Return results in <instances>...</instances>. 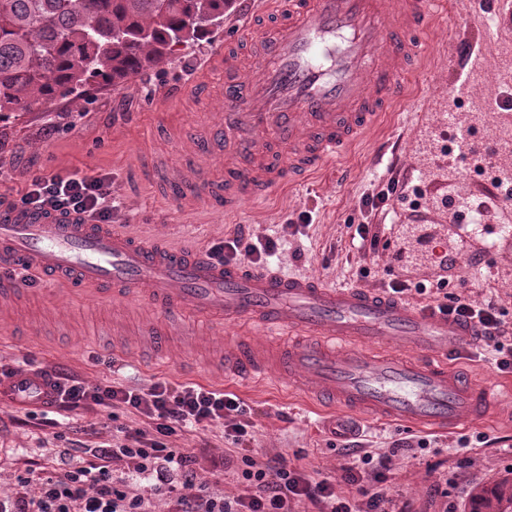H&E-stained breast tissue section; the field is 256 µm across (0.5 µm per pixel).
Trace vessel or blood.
I'll return each mask as SVG.
<instances>
[{"label":"vessel or blood","mask_w":512,"mask_h":512,"mask_svg":"<svg viewBox=\"0 0 512 512\" xmlns=\"http://www.w3.org/2000/svg\"><path fill=\"white\" fill-rule=\"evenodd\" d=\"M445 0H266L277 22L248 19L243 49L221 48L224 111L214 138L228 137L236 161L223 186H199L180 170L179 188L200 187L219 211L307 180L341 158L405 93L407 65L428 46L426 30ZM486 30L512 23V0H477ZM405 171L431 174L432 223L475 238L491 236L503 276L512 281V202L475 190L479 222L454 207L444 154L411 139ZM31 276L52 295L79 287L91 299L145 302L187 323L240 328L220 347L222 371L242 383L285 378L290 389L332 409L338 421L365 418L453 433L489 417L511 389L474 383L457 367L476 352L482 331L363 286L217 265L164 238L138 242L115 224L84 215L27 211L0 202V309L29 300ZM178 330L161 323L141 340L151 364L170 361ZM47 378L19 369L0 379V403L48 406Z\"/></svg>","instance_id":"1"}]
</instances>
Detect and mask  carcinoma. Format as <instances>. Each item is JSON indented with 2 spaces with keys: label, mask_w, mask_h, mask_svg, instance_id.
Listing matches in <instances>:
<instances>
[{
  "label": "carcinoma",
  "mask_w": 512,
  "mask_h": 512,
  "mask_svg": "<svg viewBox=\"0 0 512 512\" xmlns=\"http://www.w3.org/2000/svg\"><path fill=\"white\" fill-rule=\"evenodd\" d=\"M228 0H0V122L97 83L118 87L224 21ZM468 512H512V479Z\"/></svg>",
  "instance_id": "cac0c4a2"
}]
</instances>
